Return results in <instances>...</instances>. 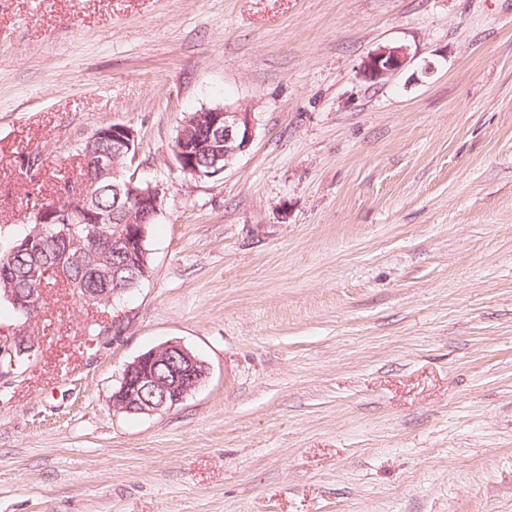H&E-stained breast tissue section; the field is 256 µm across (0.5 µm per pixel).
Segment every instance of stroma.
Wrapping results in <instances>:
<instances>
[{"instance_id":"1","label":"stroma","mask_w":512,"mask_h":512,"mask_svg":"<svg viewBox=\"0 0 512 512\" xmlns=\"http://www.w3.org/2000/svg\"><path fill=\"white\" fill-rule=\"evenodd\" d=\"M225 105L251 147L185 177L183 116ZM112 122L161 191L152 273L45 289L0 512H512V0H0V252ZM171 341L203 383L113 411ZM408 62L404 46H383L371 53L362 63L360 73L370 82L381 83L401 71Z\"/></svg>"}]
</instances>
